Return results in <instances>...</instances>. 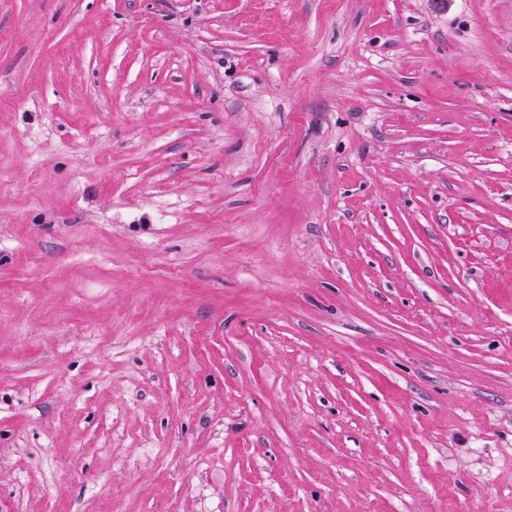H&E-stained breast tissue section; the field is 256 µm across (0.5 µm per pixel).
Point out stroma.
Masks as SVG:
<instances>
[{
  "mask_svg": "<svg viewBox=\"0 0 512 512\" xmlns=\"http://www.w3.org/2000/svg\"><path fill=\"white\" fill-rule=\"evenodd\" d=\"M0 512H512V0H0Z\"/></svg>",
  "mask_w": 512,
  "mask_h": 512,
  "instance_id": "1",
  "label": "stroma"
}]
</instances>
